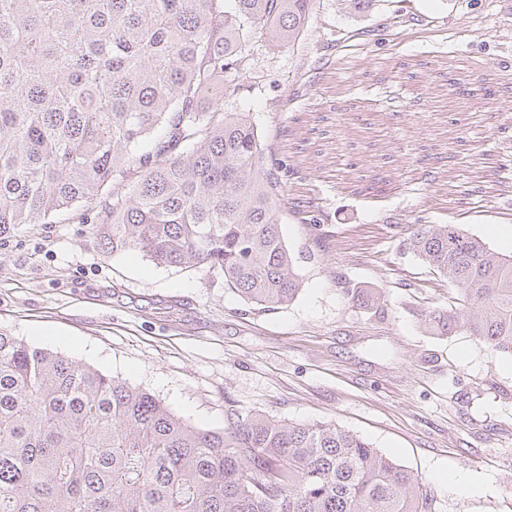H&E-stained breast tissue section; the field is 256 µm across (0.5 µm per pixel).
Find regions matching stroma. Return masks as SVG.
<instances>
[{"instance_id":"obj_1","label":"stroma","mask_w":512,"mask_h":512,"mask_svg":"<svg viewBox=\"0 0 512 512\" xmlns=\"http://www.w3.org/2000/svg\"><path fill=\"white\" fill-rule=\"evenodd\" d=\"M224 109L295 170L294 301L266 308L207 269L113 251L72 208L0 238V331L203 429H223L230 403L360 435L421 477L432 512H512V356L429 334L422 313L455 292L398 247L422 215L512 255V0H314L290 44L253 39ZM311 206L327 218L315 253ZM368 287L378 311L345 294Z\"/></svg>"}]
</instances>
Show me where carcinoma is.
<instances>
[{
  "label": "carcinoma",
  "mask_w": 512,
  "mask_h": 512,
  "mask_svg": "<svg viewBox=\"0 0 512 512\" xmlns=\"http://www.w3.org/2000/svg\"><path fill=\"white\" fill-rule=\"evenodd\" d=\"M311 2L0 0V236L85 207L114 251L203 267L258 305L294 300L281 209L290 167L224 98L247 73L253 35L292 39ZM159 126L165 139L139 152ZM405 235L463 302L425 314L432 333L512 355V255L420 216ZM350 301L378 308L382 291L354 288ZM430 505L419 476L332 424L228 403L222 430L201 429L140 387L0 332V512Z\"/></svg>",
  "instance_id": "obj_1"
}]
</instances>
